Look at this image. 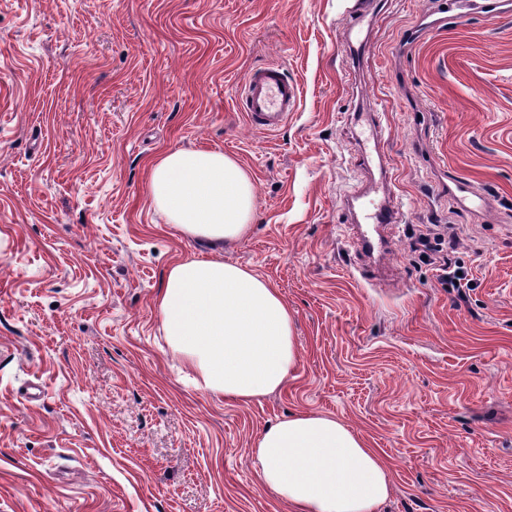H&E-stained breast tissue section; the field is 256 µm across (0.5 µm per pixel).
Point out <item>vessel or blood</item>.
I'll return each mask as SVG.
<instances>
[{"label":"vessel or blood","mask_w":512,"mask_h":512,"mask_svg":"<svg viewBox=\"0 0 512 512\" xmlns=\"http://www.w3.org/2000/svg\"><path fill=\"white\" fill-rule=\"evenodd\" d=\"M242 110L252 129L262 132L279 130L298 105L299 88L275 65L259 66L249 71L240 84ZM349 201L360 202L351 227V243L375 270L386 269V256L393 244V227L401 216L386 182L365 190H354Z\"/></svg>","instance_id":"b4317fda"}]
</instances>
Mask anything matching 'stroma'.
I'll return each mask as SVG.
<instances>
[{"label": "stroma", "mask_w": 512, "mask_h": 512, "mask_svg": "<svg viewBox=\"0 0 512 512\" xmlns=\"http://www.w3.org/2000/svg\"><path fill=\"white\" fill-rule=\"evenodd\" d=\"M355 2L0 0V512H291L250 448L299 411L387 458L379 512H512V0L437 30L435 0H386L359 54ZM266 63L300 87L274 134L236 105ZM375 120L402 220L371 285L344 200ZM167 148L254 180L250 234L216 252L295 316L297 367L261 399L195 388L162 334L166 269L214 252L149 198ZM424 224L453 225L469 288L410 255Z\"/></svg>", "instance_id": "35a3bbf8"}]
</instances>
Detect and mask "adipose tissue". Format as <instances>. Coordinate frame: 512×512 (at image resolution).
Instances as JSON below:
<instances>
[{"instance_id":"adipose-tissue-1","label":"adipose tissue","mask_w":512,"mask_h":512,"mask_svg":"<svg viewBox=\"0 0 512 512\" xmlns=\"http://www.w3.org/2000/svg\"><path fill=\"white\" fill-rule=\"evenodd\" d=\"M149 195L180 234L214 245L251 231L255 184L213 149L174 148L150 161ZM161 329L196 388L248 402L284 387L297 365L294 317L273 284L217 255L186 258L158 292ZM251 454L260 483L294 512H378L389 464L336 417L301 411L265 428Z\"/></svg>"}]
</instances>
